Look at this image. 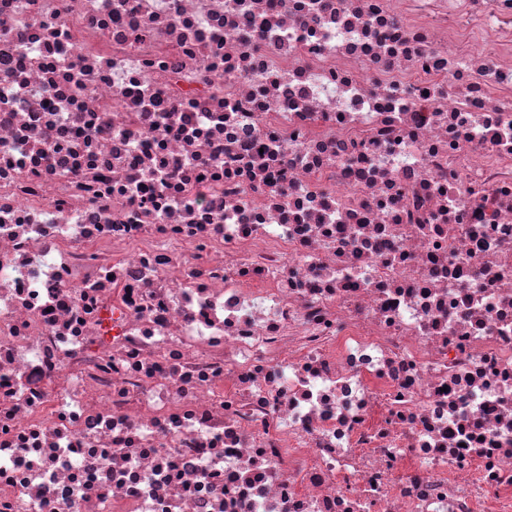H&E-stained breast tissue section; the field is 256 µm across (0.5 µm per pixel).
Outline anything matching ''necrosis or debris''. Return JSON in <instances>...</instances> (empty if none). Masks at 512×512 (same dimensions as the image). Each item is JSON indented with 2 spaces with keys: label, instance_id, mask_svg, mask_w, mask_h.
Returning <instances> with one entry per match:
<instances>
[{
  "label": "necrosis or debris",
  "instance_id": "4bbe7bcc",
  "mask_svg": "<svg viewBox=\"0 0 512 512\" xmlns=\"http://www.w3.org/2000/svg\"><path fill=\"white\" fill-rule=\"evenodd\" d=\"M0 512H512V0H0Z\"/></svg>",
  "mask_w": 512,
  "mask_h": 512
}]
</instances>
